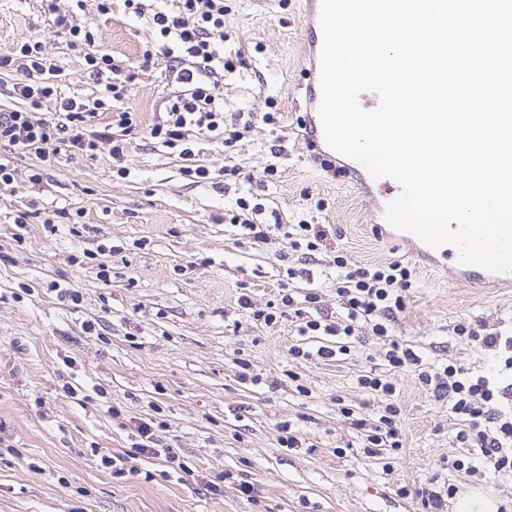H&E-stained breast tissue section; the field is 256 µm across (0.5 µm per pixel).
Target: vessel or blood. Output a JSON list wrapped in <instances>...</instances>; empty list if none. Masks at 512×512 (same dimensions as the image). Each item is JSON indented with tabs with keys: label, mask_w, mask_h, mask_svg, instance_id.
<instances>
[{
	"label": "vessel or blood",
	"mask_w": 512,
	"mask_h": 512,
	"mask_svg": "<svg viewBox=\"0 0 512 512\" xmlns=\"http://www.w3.org/2000/svg\"><path fill=\"white\" fill-rule=\"evenodd\" d=\"M305 15L308 21L309 53L311 56L310 75L312 81L306 97V112L301 118V124L306 131L308 141L313 148L325 145L323 124L319 115L321 100L320 61L322 51V33L319 24L320 0H305ZM397 239L408 246L411 254H422L431 261L442 260L447 264L448 275L452 281L468 288H507L512 286V272L497 273L476 265H463L458 261L455 247L444 245L433 248L426 245L416 236L399 232Z\"/></svg>",
	"instance_id": "b4317fda"
}]
</instances>
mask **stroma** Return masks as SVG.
Here are the masks:
<instances>
[{
	"label": "stroma",
	"instance_id": "obj_1",
	"mask_svg": "<svg viewBox=\"0 0 512 512\" xmlns=\"http://www.w3.org/2000/svg\"><path fill=\"white\" fill-rule=\"evenodd\" d=\"M63 0H0V49L39 34L61 67L65 95L88 96L98 85L51 20ZM225 51L244 65L218 89L228 112L258 121L231 150L203 137L197 164L217 170L239 165L247 182L265 183V203L282 223L321 224L327 249L350 263L400 260L413 272L406 305L393 334L429 365L451 363L512 383L495 352L458 339V323L486 324L512 336V287L466 288L410 257L406 246L378 238L373 200L335 171L323 170L299 134L309 61L302 0H281L257 13L250 0H224ZM86 19L99 50L136 79L125 99L144 124L156 121L178 86L165 77L163 58L145 62L153 40L144 20L113 7L101 15L88 4ZM274 112L277 124L260 123ZM274 176L264 177L267 164ZM19 169L44 166L42 182L0 189V512H423L415 491L457 488L445 500L477 494L500 512H512V477L480 467L454 470L458 418L410 373L395 378L404 412L400 453L369 455L340 411L368 395L357 378L367 355L383 342L366 335L347 357L296 360L293 323L255 325L252 308L276 300L286 281L280 253L287 239L274 234L257 247L238 240L225 222L234 193L182 173L183 162L145 134L133 138L126 176L114 171L108 145L96 156H58L46 162L20 155ZM47 210H80L82 225L45 230L33 220L17 243L14 218L30 199ZM122 251L102 255L110 282L95 264L68 257L102 244ZM80 300H60L58 289ZM248 295L251 309L241 308ZM248 360L259 383L242 382L238 360ZM305 385L309 396L298 394ZM154 430L189 472L177 475L164 459L128 460L114 474L104 456L129 451L134 423ZM298 439L283 447L285 435ZM253 483L247 501L240 481ZM218 493L206 492L207 483ZM408 495H400L399 487Z\"/></svg>",
	"mask_w": 512,
	"mask_h": 512
}]
</instances>
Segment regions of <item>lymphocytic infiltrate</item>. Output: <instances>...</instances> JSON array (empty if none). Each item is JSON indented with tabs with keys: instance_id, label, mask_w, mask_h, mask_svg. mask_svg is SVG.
Wrapping results in <instances>:
<instances>
[{
	"instance_id": "lymphocytic-infiltrate-1",
	"label": "lymphocytic infiltrate",
	"mask_w": 512,
	"mask_h": 512,
	"mask_svg": "<svg viewBox=\"0 0 512 512\" xmlns=\"http://www.w3.org/2000/svg\"><path fill=\"white\" fill-rule=\"evenodd\" d=\"M87 2L67 0L66 6L58 10L53 26L68 34L71 50L81 52L87 71L101 86L98 94L61 95L55 82L58 66L46 53L40 38L32 37L0 51V72L16 73L12 94L22 103L18 109L0 110V186L12 185L22 177L33 184L42 181L40 168L19 173L14 158L20 153L32 149L42 152L51 146L58 152L92 157L99 145L106 143L113 159L119 161L125 157L132 135L139 131L134 113L123 105L127 85L118 79L119 69L112 56L95 50L91 26L78 22ZM123 2L146 19L159 41L160 54L169 60L173 80L181 86L178 94L169 99L163 117L151 125L148 135L184 160L186 176L198 183L208 180L210 169L193 162L198 133L210 134L229 147L252 128L248 121L241 125L225 124L224 105L214 93V77L235 67L232 56L224 52V0H174L175 7L169 11L148 9L145 0ZM46 102L53 103V115L37 117V110ZM102 113L108 114V124L102 130H91V122ZM236 205L239 212L232 220L239 223L250 244L269 243L272 231L279 229L293 250H305L310 258L320 252L326 234L316 225L257 223L253 217L262 212V204L240 197ZM326 262L336 270V299L342 310L336 320L309 315V308L319 301L312 288L282 286L280 303L275 307L252 309L245 295L240 296L239 304L251 308L254 321L267 327L277 324L280 318H291L301 338L300 343L288 349L289 355L296 358L350 354L366 329L386 339L382 367H370L358 377L359 385L375 398L372 418L362 417L349 405L341 409L360 433L366 453L402 448L403 409L394 377L413 372L436 398L446 400L450 412L461 419L463 426L455 436L456 444L494 473L512 474V414L496 405L501 390L487 377L453 364L439 369L425 366L411 347L389 335L390 324L403 311L405 293L412 286L409 267L397 260L354 266L340 251L328 255ZM315 338L319 339V346L309 349L307 340Z\"/></svg>"
}]
</instances>
